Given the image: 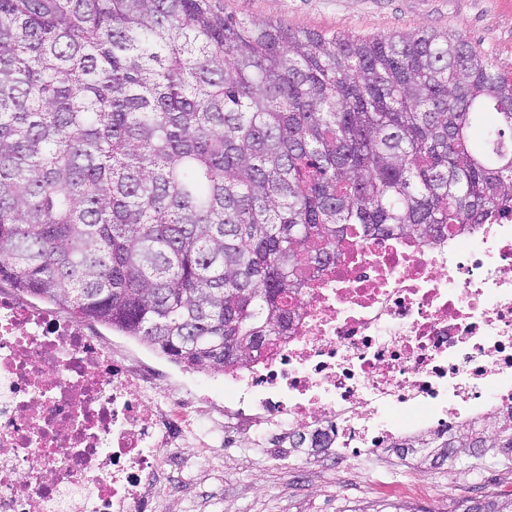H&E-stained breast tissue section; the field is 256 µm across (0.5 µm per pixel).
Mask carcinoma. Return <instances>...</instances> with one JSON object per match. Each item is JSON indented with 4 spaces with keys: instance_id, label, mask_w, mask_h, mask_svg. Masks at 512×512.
<instances>
[{
    "instance_id": "1",
    "label": "carcinoma",
    "mask_w": 512,
    "mask_h": 512,
    "mask_svg": "<svg viewBox=\"0 0 512 512\" xmlns=\"http://www.w3.org/2000/svg\"><path fill=\"white\" fill-rule=\"evenodd\" d=\"M512 205V70L460 34L295 30L224 0H0V281L190 369L283 335L359 232ZM512 452V412L417 437ZM462 512H512V498Z\"/></svg>"
}]
</instances>
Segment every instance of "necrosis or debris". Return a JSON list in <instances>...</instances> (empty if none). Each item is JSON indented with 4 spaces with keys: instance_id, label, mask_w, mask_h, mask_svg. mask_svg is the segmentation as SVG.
<instances>
[{
    "instance_id": "4bbe7bcc",
    "label": "necrosis or debris",
    "mask_w": 512,
    "mask_h": 512,
    "mask_svg": "<svg viewBox=\"0 0 512 512\" xmlns=\"http://www.w3.org/2000/svg\"><path fill=\"white\" fill-rule=\"evenodd\" d=\"M289 305L219 402L0 290V512H160L225 445L366 458L512 410V212L358 240Z\"/></svg>"
}]
</instances>
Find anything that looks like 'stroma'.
Returning <instances> with one entry per match:
<instances>
[{
  "label": "stroma",
  "mask_w": 512,
  "mask_h": 512,
  "mask_svg": "<svg viewBox=\"0 0 512 512\" xmlns=\"http://www.w3.org/2000/svg\"><path fill=\"white\" fill-rule=\"evenodd\" d=\"M238 19L280 20L320 33L345 32L372 37L417 28L461 33L500 67L512 68V0H224ZM88 329L108 342L135 351L163 373L195 383L223 400L221 375L182 367L158 351L91 321ZM221 477L183 485L163 512H377L382 505L408 504L413 512H454L459 502L512 485V459L502 451L482 460L462 457L443 466H427L428 480L413 479L398 458H382V489H368L353 460L320 456L318 463L286 468H246L237 451L225 449ZM265 487L257 497L256 484Z\"/></svg>",
  "instance_id": "stroma-1"
}]
</instances>
